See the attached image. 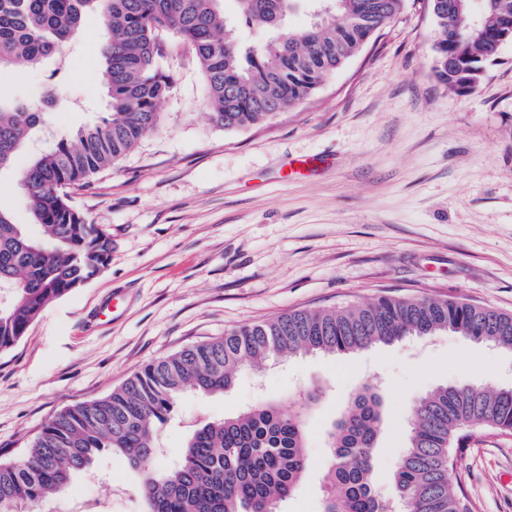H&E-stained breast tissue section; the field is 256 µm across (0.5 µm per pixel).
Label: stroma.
<instances>
[{
  "mask_svg": "<svg viewBox=\"0 0 512 512\" xmlns=\"http://www.w3.org/2000/svg\"><path fill=\"white\" fill-rule=\"evenodd\" d=\"M437 24L426 0H404L363 50L307 99L227 130L209 117L191 53L169 50L172 82L158 127L72 203L112 238L107 267L48 305L0 351V458L27 448L68 405L102 398L147 364L231 328L295 310L342 307L386 294L463 300L512 314V42L460 95L432 69ZM103 24L93 14L58 56L0 73V91L42 107L31 145L47 151L106 116L87 74ZM53 99H46L48 86ZM292 158L313 159L283 176ZM20 155L0 174V209L32 225L18 187ZM512 386V350L453 332L345 357L297 354L244 370L221 397L187 391L160 432L157 471L180 456L189 426L267 399L302 408L308 472L287 512H321L327 433L347 400L376 385L384 420L373 480L391 495L413 403L438 386ZM322 397L300 406L303 389ZM77 491L141 512V476L100 458ZM471 512H512V433L482 429L463 451Z\"/></svg>",
  "mask_w": 512,
  "mask_h": 512,
  "instance_id": "obj_1",
  "label": "stroma"
}]
</instances>
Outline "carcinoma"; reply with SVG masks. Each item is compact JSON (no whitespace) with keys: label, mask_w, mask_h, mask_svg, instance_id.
Returning a JSON list of instances; mask_svg holds the SVG:
<instances>
[{"label":"carcinoma","mask_w":512,"mask_h":512,"mask_svg":"<svg viewBox=\"0 0 512 512\" xmlns=\"http://www.w3.org/2000/svg\"><path fill=\"white\" fill-rule=\"evenodd\" d=\"M219 0H0V70L31 67L62 53L83 16L97 12L106 35L99 79L108 112L101 123L31 156L20 184L42 237L0 210V351L15 346L53 300L106 267L112 238L70 203V191L108 170L155 129L171 89L156 61L162 34L188 47L205 79L210 119L226 130L254 124L305 100L401 9L403 0H323L304 28L285 22L289 0H237L249 23L273 30L242 49ZM439 28L437 78L472 92L498 51L512 0H428ZM37 107L0 94V171L14 166L44 126ZM452 331L512 349V314L461 300L382 296L346 307L295 311L235 328L145 366L107 396L67 406L43 425L30 448L0 460V506L34 512L71 493L77 474L94 472L109 451L144 474L143 512H281L307 470L299 412L259 400L219 421H199L175 467L152 473L158 432L187 388L231 389L244 366L296 353L348 354L377 344ZM383 421L378 390L364 385L329 433L330 467L321 512H470L454 492L458 452L475 426L512 433V388L446 384L419 396L394 474V496L377 492L372 455Z\"/></svg>","instance_id":"obj_1"}]
</instances>
